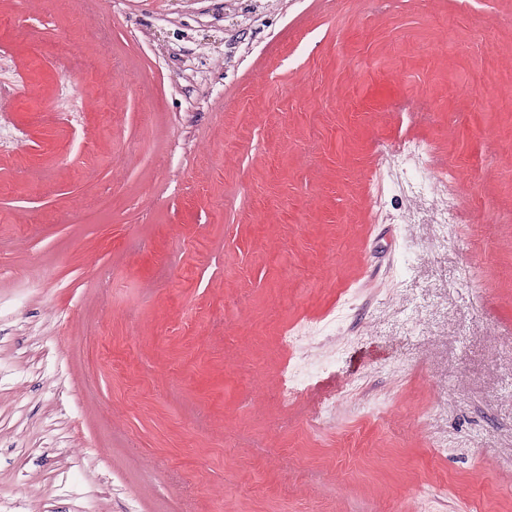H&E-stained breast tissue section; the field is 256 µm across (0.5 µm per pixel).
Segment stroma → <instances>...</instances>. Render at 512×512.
<instances>
[{
    "mask_svg": "<svg viewBox=\"0 0 512 512\" xmlns=\"http://www.w3.org/2000/svg\"><path fill=\"white\" fill-rule=\"evenodd\" d=\"M0 512H512V0H0ZM432 185L435 188L444 187L448 195L461 200L465 198L466 191L462 188L460 181L455 178L454 172L446 166L433 162L430 168Z\"/></svg>",
    "mask_w": 512,
    "mask_h": 512,
    "instance_id": "obj_1",
    "label": "stroma"
}]
</instances>
